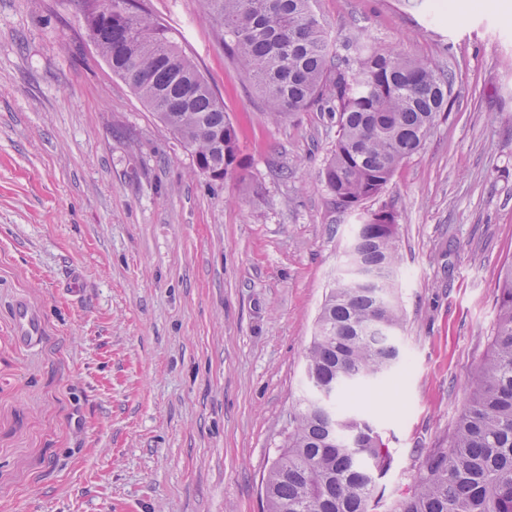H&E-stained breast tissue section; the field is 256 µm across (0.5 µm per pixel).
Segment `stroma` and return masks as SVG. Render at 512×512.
<instances>
[{"mask_svg":"<svg viewBox=\"0 0 512 512\" xmlns=\"http://www.w3.org/2000/svg\"><path fill=\"white\" fill-rule=\"evenodd\" d=\"M444 2L316 0L337 46L455 77L452 111L354 211L322 178L334 121L271 119L205 0L144 6L237 129L244 168L219 181L113 74L82 0H0V512H264L325 297L382 208L404 363L363 401L391 512L454 430L512 262V0ZM17 339L21 344L33 343L40 336V327L36 320L29 314L28 310L21 306L16 310Z\"/></svg>","mask_w":512,"mask_h":512,"instance_id":"1","label":"stroma"}]
</instances>
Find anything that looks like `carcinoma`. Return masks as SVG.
<instances>
[{"instance_id":"cac0c4a2","label":"carcinoma","mask_w":512,"mask_h":512,"mask_svg":"<svg viewBox=\"0 0 512 512\" xmlns=\"http://www.w3.org/2000/svg\"><path fill=\"white\" fill-rule=\"evenodd\" d=\"M131 2L130 11L91 18L99 55L190 148L200 172L235 174L243 161L224 106L164 27ZM207 2L224 53L260 89L272 118L317 107L336 120L323 178L346 206L379 195L451 110L452 74L367 43L340 54L314 0ZM396 235L387 209L355 233L352 264L368 266L374 280L357 284L347 267L326 297L307 377L313 390L335 396L330 406L306 400L265 480L266 512H368L379 496L374 473L385 472L391 456L354 389L387 378L400 361ZM497 304L491 352L448 444L428 451L392 512H512V263L500 273Z\"/></svg>"}]
</instances>
